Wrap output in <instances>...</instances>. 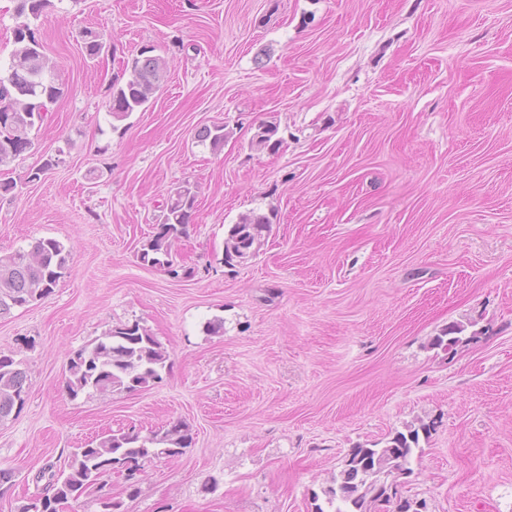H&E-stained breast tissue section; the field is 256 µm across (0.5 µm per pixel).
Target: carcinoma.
Here are the masks:
<instances>
[{"mask_svg": "<svg viewBox=\"0 0 512 512\" xmlns=\"http://www.w3.org/2000/svg\"><path fill=\"white\" fill-rule=\"evenodd\" d=\"M51 0H16L20 16L38 19L51 7ZM31 23L14 29L16 49L0 78V166L16 159L32 145L30 132L43 120L47 104L63 95L54 66L42 52ZM86 55L99 57L105 51L99 32H83ZM136 78L112 86L108 116L116 121L127 118L150 101L165 77L166 63L157 56L135 58L131 63ZM24 107L18 112L16 108ZM276 125L261 124L251 146L273 150L280 140ZM229 132L223 125L205 127L197 138L214 152L224 147ZM195 203V191L188 183L176 187L169 196L164 221L156 225L143 257L155 254L152 263L171 266L157 255H171L175 243L186 233ZM272 230L271 217L256 211L245 213L229 225L224 238V264L234 267L259 255ZM71 259L70 251L49 238L35 241L30 249L0 255V318L16 307H23L51 292L61 271ZM464 327L451 324L433 337L431 346L454 352ZM170 354L147 329L135 322L115 325L92 343L72 353L68 362L66 388L75 398L86 391L108 394L135 391L162 380ZM26 373L10 355L0 352V421L8 418L25 393ZM433 423L419 419L406 424L387 438L367 447L350 449L349 460L334 474L322 494H313L314 512H425L426 502L402 498L391 485L411 470L412 462L422 454L420 438L429 437ZM193 443L189 425L177 420L143 436L133 429L116 431L76 449L68 473L56 474L52 468L39 473L36 480L48 478L43 492L34 497L37 512H58V506L73 493L91 487L114 462L129 464V472L140 463L163 457H175Z\"/></svg>", "mask_w": 512, "mask_h": 512, "instance_id": "1", "label": "carcinoma"}]
</instances>
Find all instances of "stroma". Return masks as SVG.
<instances>
[{"mask_svg": "<svg viewBox=\"0 0 512 512\" xmlns=\"http://www.w3.org/2000/svg\"><path fill=\"white\" fill-rule=\"evenodd\" d=\"M52 2L36 26L65 94L0 166V253L54 238L72 258L0 320L28 374L0 422V512L73 449L176 419L191 447L61 512L105 496L117 512H312L349 448L416 419L434 429L402 496L512 512V0ZM87 28L111 52L86 56ZM145 48L166 78L110 121ZM262 123L275 150L251 146ZM213 124L229 131L216 153L196 138ZM184 182L196 209L170 273L141 253ZM252 210L273 230L229 271L225 230ZM135 321L170 354L162 381L70 397L71 354ZM453 323L454 352L432 347Z\"/></svg>", "mask_w": 512, "mask_h": 512, "instance_id": "1", "label": "stroma"}]
</instances>
